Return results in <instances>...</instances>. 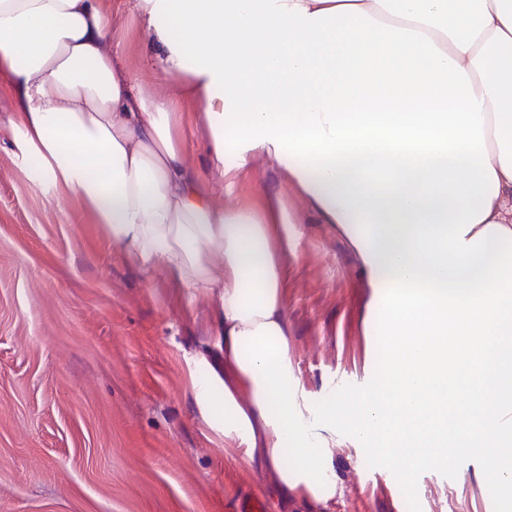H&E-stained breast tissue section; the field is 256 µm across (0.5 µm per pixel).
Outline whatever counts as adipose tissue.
<instances>
[{
	"instance_id": "1",
	"label": "adipose tissue",
	"mask_w": 512,
	"mask_h": 512,
	"mask_svg": "<svg viewBox=\"0 0 512 512\" xmlns=\"http://www.w3.org/2000/svg\"><path fill=\"white\" fill-rule=\"evenodd\" d=\"M146 94L107 0H0V84L35 185L72 196L141 270L214 298L225 436L261 448L283 492L336 496L329 451L288 358L280 254L302 233L281 194L214 200L209 183L271 161L306 203L302 223L350 236L384 342L375 386L319 421L411 484L493 453L512 512V0H135ZM202 132L197 172L183 111ZM237 160L228 164L226 152ZM487 402L461 403L474 387Z\"/></svg>"
}]
</instances>
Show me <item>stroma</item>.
Returning a JSON list of instances; mask_svg holds the SVG:
<instances>
[{"label": "stroma", "instance_id": "35a3bbf8", "mask_svg": "<svg viewBox=\"0 0 512 512\" xmlns=\"http://www.w3.org/2000/svg\"><path fill=\"white\" fill-rule=\"evenodd\" d=\"M10 91L0 85V512H236L259 494L272 512H502L482 493L479 455L456 480L420 472L412 487L388 468L362 472L361 441L347 428L317 432L331 457L334 500L308 509L282 496L276 474L225 438L198 385L224 356L212 299L146 273L69 197L34 187L9 132ZM266 187L304 211L272 163L248 180L217 183L218 200ZM281 255L290 322L288 357L303 398L337 376H366L372 295L348 234L305 224Z\"/></svg>", "mask_w": 512, "mask_h": 512}]
</instances>
